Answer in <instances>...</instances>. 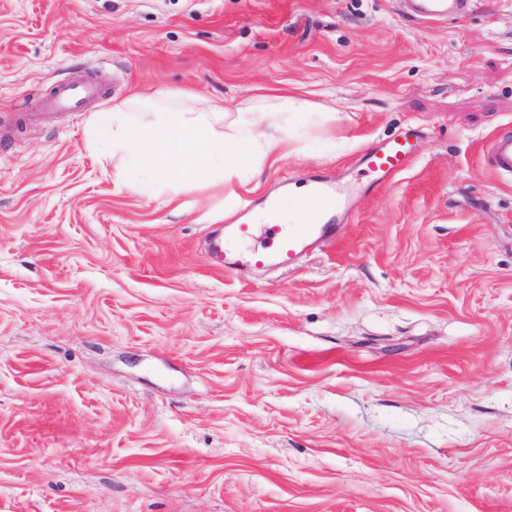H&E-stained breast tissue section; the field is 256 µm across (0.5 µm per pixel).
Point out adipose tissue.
Returning <instances> with one entry per match:
<instances>
[{
  "label": "adipose tissue",
  "instance_id": "1",
  "mask_svg": "<svg viewBox=\"0 0 512 512\" xmlns=\"http://www.w3.org/2000/svg\"><path fill=\"white\" fill-rule=\"evenodd\" d=\"M193 98L158 89L94 113L87 140L112 156L118 176L133 172L145 186L176 193L232 178L248 182L271 153L291 154L286 131L293 118L315 112L325 121L336 112L298 94L200 110L187 108Z\"/></svg>",
  "mask_w": 512,
  "mask_h": 512
}]
</instances>
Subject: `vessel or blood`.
Instances as JSON below:
<instances>
[{
  "instance_id": "obj_1",
  "label": "vessel or blood",
  "mask_w": 512,
  "mask_h": 512,
  "mask_svg": "<svg viewBox=\"0 0 512 512\" xmlns=\"http://www.w3.org/2000/svg\"><path fill=\"white\" fill-rule=\"evenodd\" d=\"M397 5L421 21H452L464 14L468 0H397ZM95 93L91 84L64 82L58 85L53 103L57 107L76 111L83 100ZM415 154V138L410 133L386 140L366 151L360 159L366 189L389 184L409 165ZM486 166L497 175L512 177V133L499 134L491 139L486 150ZM310 196L320 209L331 210L341 206L340 192L322 181H313ZM336 231V225L321 222L303 228L294 224H275L271 227L268 251L248 248L226 258L220 247L216 246L212 249V257L223 261L228 270H243L269 261L291 267L303 253L333 236Z\"/></svg>"
}]
</instances>
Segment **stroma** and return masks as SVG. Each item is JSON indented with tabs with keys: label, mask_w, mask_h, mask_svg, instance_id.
Wrapping results in <instances>:
<instances>
[{
	"label": "stroma",
	"mask_w": 512,
	"mask_h": 512,
	"mask_svg": "<svg viewBox=\"0 0 512 512\" xmlns=\"http://www.w3.org/2000/svg\"><path fill=\"white\" fill-rule=\"evenodd\" d=\"M69 79L98 98L47 107ZM157 88L338 113L256 189L149 194L84 132ZM409 129L363 194L358 157ZM507 131L512 0H0V512H512ZM312 177L350 188L334 239L212 264ZM468 0H397L398 7L420 21H452L465 14ZM416 154L414 135L406 133L380 143L366 151L360 159L367 193L389 184L412 161ZM486 166L499 176L512 177V133L498 134L486 150Z\"/></svg>",
	"instance_id": "obj_1"
}]
</instances>
